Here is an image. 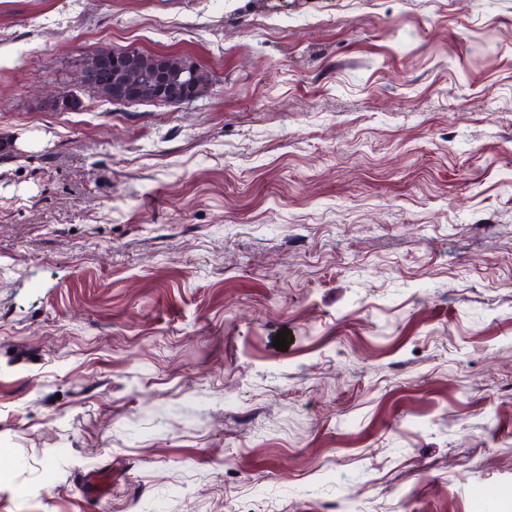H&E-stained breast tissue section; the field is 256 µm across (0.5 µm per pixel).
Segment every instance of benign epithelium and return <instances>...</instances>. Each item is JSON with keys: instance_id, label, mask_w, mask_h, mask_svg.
I'll list each match as a JSON object with an SVG mask.
<instances>
[{"instance_id": "benign-epithelium-1", "label": "benign epithelium", "mask_w": 512, "mask_h": 512, "mask_svg": "<svg viewBox=\"0 0 512 512\" xmlns=\"http://www.w3.org/2000/svg\"><path fill=\"white\" fill-rule=\"evenodd\" d=\"M97 73L81 71L80 82L90 88L104 86L112 102L134 104L152 100L173 104H190L200 98L205 88L197 79L198 67L172 71L161 64L147 72L129 59L101 57Z\"/></svg>"}]
</instances>
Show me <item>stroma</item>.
I'll return each mask as SVG.
<instances>
[{"mask_svg": "<svg viewBox=\"0 0 512 512\" xmlns=\"http://www.w3.org/2000/svg\"><path fill=\"white\" fill-rule=\"evenodd\" d=\"M1 142L0 512H512V0H0ZM101 68L94 74L81 71L80 82L87 87L105 86L113 103L134 104L152 100L173 104H190L205 92L197 79L198 65L171 71L161 64L150 73L132 60L112 57V63L103 56ZM112 103V104H113ZM88 510L95 511L97 502L112 486V475L101 469L88 470L85 473Z\"/></svg>", "mask_w": 512, "mask_h": 512, "instance_id": "stroma-1", "label": "stroma"}]
</instances>
